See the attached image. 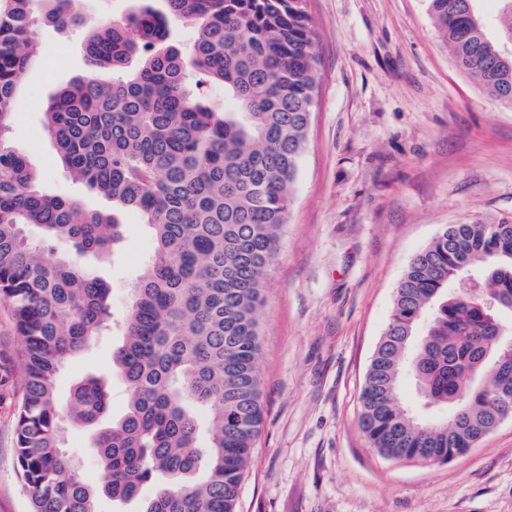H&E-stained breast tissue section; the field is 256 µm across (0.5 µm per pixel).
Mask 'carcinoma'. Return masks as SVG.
I'll use <instances>...</instances> for the list:
<instances>
[{"label":"carcinoma","mask_w":512,"mask_h":512,"mask_svg":"<svg viewBox=\"0 0 512 512\" xmlns=\"http://www.w3.org/2000/svg\"><path fill=\"white\" fill-rule=\"evenodd\" d=\"M164 2L91 29L87 74L44 112L72 176L151 229L153 256L120 320L82 258L113 250L122 224L42 192L5 138L35 26L80 23L81 0L0 3V300L23 340L16 463L31 512H98L101 495L137 512H238L264 424L258 312L318 96L316 33L305 0ZM428 2L458 66L512 105V0H501L496 38L478 0ZM172 18L194 28L189 48L169 42ZM105 70L112 80L98 77ZM191 75L198 88L224 86V111L202 106ZM60 240L74 253L57 252ZM114 329L125 413L107 421L110 394L95 378L74 386L68 407L73 424L97 427L102 482L89 485L63 449L55 383L67 357ZM404 376L423 397L418 416L401 404ZM501 384L512 387V217L478 216L444 226L410 260L366 372L360 424L385 458L446 462L494 427ZM147 484L156 488L145 497Z\"/></svg>","instance_id":"1"}]
</instances>
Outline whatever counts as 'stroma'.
<instances>
[{"label": "stroma", "mask_w": 512, "mask_h": 512, "mask_svg": "<svg viewBox=\"0 0 512 512\" xmlns=\"http://www.w3.org/2000/svg\"><path fill=\"white\" fill-rule=\"evenodd\" d=\"M317 35L318 97L296 191L266 278L260 369L265 422L241 488L240 512H512V420L447 463L394 461L360 427L359 395L395 289L411 257L447 224L512 216V106L462 70L428 0H307ZM87 31L34 33L6 136L47 194L111 210L72 179L43 128L50 97L84 76ZM118 247L87 258L123 316L154 250L149 227L119 217ZM118 339L97 336L56 380L102 379L111 415L127 408L112 369ZM20 337L0 302V512H30L15 463L22 398ZM88 427L65 426L82 477L99 483Z\"/></svg>", "instance_id": "obj_1"}]
</instances>
